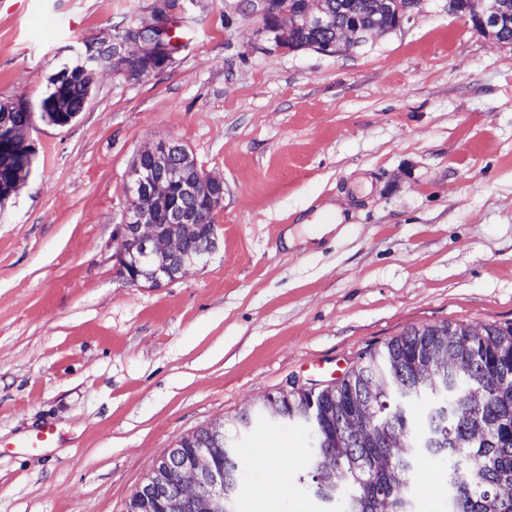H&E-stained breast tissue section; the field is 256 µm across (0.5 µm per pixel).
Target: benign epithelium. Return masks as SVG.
I'll return each instance as SVG.
<instances>
[{
  "instance_id": "1",
  "label": "benign epithelium",
  "mask_w": 512,
  "mask_h": 512,
  "mask_svg": "<svg viewBox=\"0 0 512 512\" xmlns=\"http://www.w3.org/2000/svg\"><path fill=\"white\" fill-rule=\"evenodd\" d=\"M177 0H156L150 21L126 30L112 42L111 67L100 64L97 53L101 50L98 42L91 39L84 42L77 71L66 69L55 76L56 85L60 86L72 79V74L80 75L84 81L82 104L84 110L91 98L92 87L98 73L109 71L116 76L138 78L143 73H131L123 67L129 58H158L163 64L173 61L174 48L167 39V33L173 29V9ZM473 5L472 25L479 31L488 29V24L495 21L484 10V0H471ZM322 0H305L303 17L313 25L322 28L325 19L321 15ZM31 105L24 101L0 104V156L12 158L18 172H5L0 168V207L15 192L20 179L31 170L35 146L28 137L31 125ZM185 154V147L175 142H161L142 150L135 159L129 172V190L133 195L131 206L123 217L139 244L137 264L148 269L145 280L159 285L165 280H173L184 273L186 264L164 266L157 263L159 258H182L185 252V239L180 236H165L157 224V206L171 199L173 188H179L182 201L170 204L168 221L171 224L193 225L203 230L202 246L189 263L200 264L216 250L218 237L214 224V212L224 199V182L204 172L198 178L186 179L182 176L180 160ZM205 199L208 221L200 220L195 209L183 205L190 200ZM173 457L179 459L178 481L182 494L194 496L202 487L212 491L217 497H224V476L213 464L210 449L195 448L188 455L175 449Z\"/></svg>"
}]
</instances>
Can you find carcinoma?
<instances>
[{
	"instance_id": "cac0c4a2",
	"label": "carcinoma",
	"mask_w": 512,
	"mask_h": 512,
	"mask_svg": "<svg viewBox=\"0 0 512 512\" xmlns=\"http://www.w3.org/2000/svg\"><path fill=\"white\" fill-rule=\"evenodd\" d=\"M500 24L491 34L512 44V0H490ZM331 23L317 29L302 19V0H288L297 21L273 28V39L292 51L334 43L341 27L355 23L391 30L398 16L415 9V0H324ZM78 79L56 96L78 106ZM428 398L427 426L416 427L413 406ZM288 419L307 427L313 451L306 475L326 502L338 498L345 512H414L409 489L422 455L451 456L449 512H512V324L481 330L464 323H443L406 330L383 346L369 348L344 377L319 390L292 388L263 404L257 415L243 413L226 426H211L183 437L189 451L204 443L224 466V499L204 494L174 505L176 473L158 461L150 479L167 490L158 512H235L242 474L236 433L256 417Z\"/></svg>"
}]
</instances>
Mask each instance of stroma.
<instances>
[{"label": "stroma", "mask_w": 512, "mask_h": 512, "mask_svg": "<svg viewBox=\"0 0 512 512\" xmlns=\"http://www.w3.org/2000/svg\"><path fill=\"white\" fill-rule=\"evenodd\" d=\"M154 0H0V102L38 104L81 42ZM151 76L100 74L65 127L34 115L29 175L0 208V512H125L182 436L291 385L322 387L412 327L512 323V46L420 0L359 48L284 54L252 0H180ZM177 141L224 182L207 263L150 287L117 271L138 153ZM343 209L321 237L314 229ZM54 448H18L44 426ZM237 512H329L264 447ZM416 512H448L425 458Z\"/></svg>", "instance_id": "stroma-1"}]
</instances>
